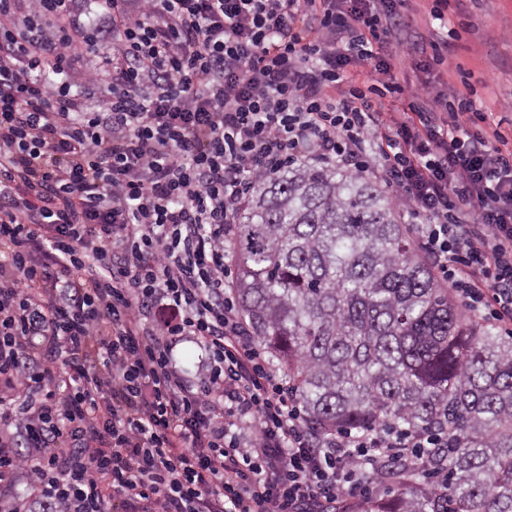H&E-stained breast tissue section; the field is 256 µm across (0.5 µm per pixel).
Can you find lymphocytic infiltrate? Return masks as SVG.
Here are the masks:
<instances>
[{
  "instance_id": "obj_1",
  "label": "lymphocytic infiltrate",
  "mask_w": 512,
  "mask_h": 512,
  "mask_svg": "<svg viewBox=\"0 0 512 512\" xmlns=\"http://www.w3.org/2000/svg\"><path fill=\"white\" fill-rule=\"evenodd\" d=\"M408 2L96 0L83 30L75 0H0V512H336L444 445L311 432L233 292L254 183L313 163L379 179L465 312L512 326V136L396 82Z\"/></svg>"
}]
</instances>
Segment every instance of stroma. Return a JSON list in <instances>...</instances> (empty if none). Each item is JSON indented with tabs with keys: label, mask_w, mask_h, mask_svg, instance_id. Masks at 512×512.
<instances>
[{
	"label": "stroma",
	"mask_w": 512,
	"mask_h": 512,
	"mask_svg": "<svg viewBox=\"0 0 512 512\" xmlns=\"http://www.w3.org/2000/svg\"><path fill=\"white\" fill-rule=\"evenodd\" d=\"M433 0H410L406 11V38L447 40L448 52L432 74L437 88H461L463 72H470L477 108L490 112L492 121L512 119V0H459L448 10V27L439 29L430 10ZM397 82L415 85L428 74L391 49Z\"/></svg>",
	"instance_id": "obj_1"
}]
</instances>
